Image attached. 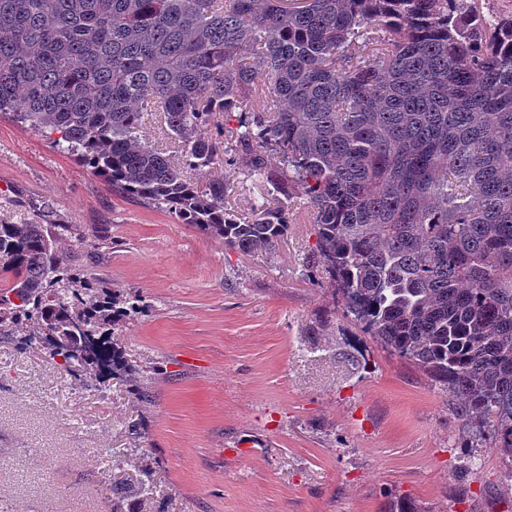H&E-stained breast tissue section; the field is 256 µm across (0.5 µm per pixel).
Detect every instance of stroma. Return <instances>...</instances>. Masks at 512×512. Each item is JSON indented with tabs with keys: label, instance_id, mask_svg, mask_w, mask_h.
<instances>
[{
	"label": "stroma",
	"instance_id": "obj_1",
	"mask_svg": "<svg viewBox=\"0 0 512 512\" xmlns=\"http://www.w3.org/2000/svg\"><path fill=\"white\" fill-rule=\"evenodd\" d=\"M226 213L265 190L241 165ZM287 236L245 255L170 210L112 192L44 134L0 116V223L100 234L82 263L103 287L142 292L149 312L113 326L156 401L123 382L79 385L46 351L0 339V500L13 512H107L130 460L149 456L165 512H512V448L495 422L385 349L344 313L306 200ZM140 422L130 433V422Z\"/></svg>",
	"mask_w": 512,
	"mask_h": 512
}]
</instances>
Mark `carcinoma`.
<instances>
[{
	"instance_id": "obj_1",
	"label": "carcinoma",
	"mask_w": 512,
	"mask_h": 512,
	"mask_svg": "<svg viewBox=\"0 0 512 512\" xmlns=\"http://www.w3.org/2000/svg\"><path fill=\"white\" fill-rule=\"evenodd\" d=\"M373 25L381 48L352 63ZM260 75L271 103L241 121L234 154L271 201L241 223L224 179L198 189L136 130L163 113L186 167H208L204 130ZM0 114L242 254L274 248L306 199L313 263L346 316L463 413L499 421L512 448V16L476 0H0ZM72 240L85 245L73 224H0V327L78 382L122 379L151 405L148 375L110 340L150 305L100 287ZM134 469L108 512L164 499L153 463Z\"/></svg>"
}]
</instances>
